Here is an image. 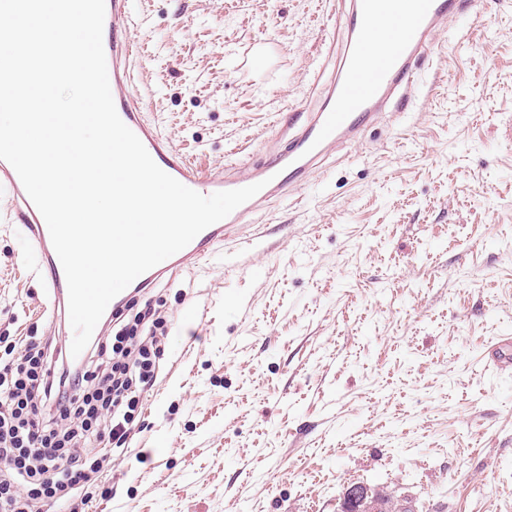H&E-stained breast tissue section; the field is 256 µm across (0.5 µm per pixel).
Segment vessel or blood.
Listing matches in <instances>:
<instances>
[{
	"label": "vessel or blood",
	"instance_id": "b4317fda",
	"mask_svg": "<svg viewBox=\"0 0 512 512\" xmlns=\"http://www.w3.org/2000/svg\"><path fill=\"white\" fill-rule=\"evenodd\" d=\"M340 17L344 39L335 60L336 73L325 87L310 86L313 107L302 121L288 123V145L272 149L263 163L241 158L206 171L177 151L145 117L148 97L139 93L144 54L131 38L143 26L133 0H105L103 45L112 97L121 120L139 137L166 173L202 195L262 183V190L223 220L209 226L184 249L148 270L133 291H144L203 260L213 248L267 201L303 185L336 147L357 142L380 122L387 106L405 110L423 77L421 65L436 45L441 25L470 11L473 0H347ZM0 188L11 196L15 223L33 248L37 272L46 275L53 315L69 326L65 274L41 213L28 197L14 168L0 160Z\"/></svg>",
	"mask_w": 512,
	"mask_h": 512
}]
</instances>
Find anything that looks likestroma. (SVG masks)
I'll return each mask as SVG.
<instances>
[{"label": "stroma", "mask_w": 512, "mask_h": 512, "mask_svg": "<svg viewBox=\"0 0 512 512\" xmlns=\"http://www.w3.org/2000/svg\"><path fill=\"white\" fill-rule=\"evenodd\" d=\"M150 109L217 167L327 83L330 0H134ZM0 193V334L62 338ZM168 317L90 512H512V0L448 21L408 111L147 292ZM370 493L361 484H351L345 491L344 503L345 512H374L377 510L370 509L371 504L367 502V497L373 499L377 503H381L385 509L383 512H411L410 501L407 499L394 498L388 494L382 495L379 492L369 488ZM354 511H350V510Z\"/></svg>", "instance_id": "stroma-1"}]
</instances>
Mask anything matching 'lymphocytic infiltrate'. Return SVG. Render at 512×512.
<instances>
[{"label":"lymphocytic infiltrate","instance_id":"1","mask_svg":"<svg viewBox=\"0 0 512 512\" xmlns=\"http://www.w3.org/2000/svg\"><path fill=\"white\" fill-rule=\"evenodd\" d=\"M167 322L151 301L127 304L76 364L53 337L0 336V512H86L156 379ZM90 438L96 447H84Z\"/></svg>","mask_w":512,"mask_h":512}]
</instances>
